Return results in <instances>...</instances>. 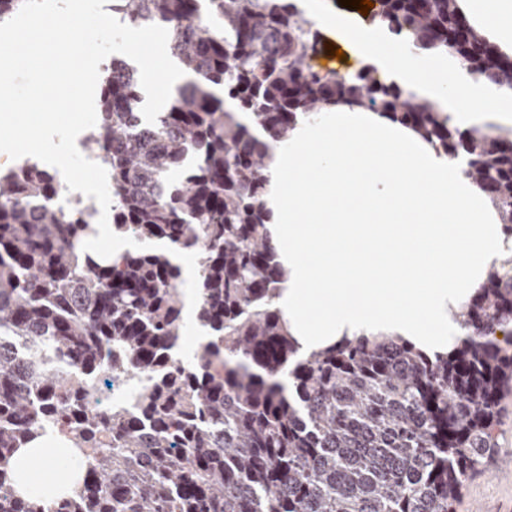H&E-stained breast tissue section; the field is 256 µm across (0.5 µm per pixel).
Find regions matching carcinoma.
I'll return each mask as SVG.
<instances>
[{
    "label": "carcinoma",
    "instance_id": "1",
    "mask_svg": "<svg viewBox=\"0 0 512 512\" xmlns=\"http://www.w3.org/2000/svg\"><path fill=\"white\" fill-rule=\"evenodd\" d=\"M378 21L443 48L476 82L512 89V58L469 27L456 0H377ZM132 27L157 24L196 80L152 124L139 71L112 59L88 149L112 176V230L164 251L83 250L84 210L57 208L56 176L0 170V512H454L496 451L512 391V258L453 314L445 352L361 335L305 353L277 307L287 271L266 228L268 146L224 110L219 87L264 135L336 101L385 111L454 157L512 238V146L447 121L375 71L316 72L318 32L289 0H112ZM196 270L184 361L180 266ZM129 401L91 407L100 382ZM52 432L75 462L68 492L17 489L13 459Z\"/></svg>",
    "mask_w": 512,
    "mask_h": 512
}]
</instances>
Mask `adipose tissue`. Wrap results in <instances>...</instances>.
Here are the masks:
<instances>
[{
  "mask_svg": "<svg viewBox=\"0 0 512 512\" xmlns=\"http://www.w3.org/2000/svg\"><path fill=\"white\" fill-rule=\"evenodd\" d=\"M295 2L322 44L426 100L449 126L512 132V90L473 83L445 54H414L359 11ZM457 9L512 57V0H457ZM269 147L268 229L288 268L278 306L302 348L381 332L448 349L459 334L453 309L512 249L465 174L467 156L449 158L412 127L348 103Z\"/></svg>",
  "mask_w": 512,
  "mask_h": 512,
  "instance_id": "adipose-tissue-1",
  "label": "adipose tissue"
}]
</instances>
